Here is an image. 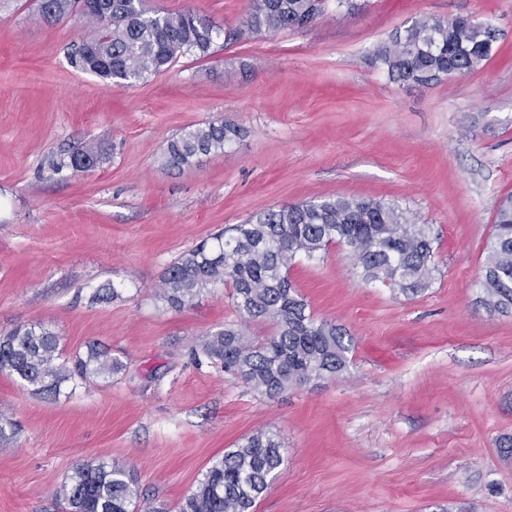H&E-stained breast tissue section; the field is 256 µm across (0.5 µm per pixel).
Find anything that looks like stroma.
I'll return each instance as SVG.
<instances>
[{"instance_id": "1", "label": "stroma", "mask_w": 512, "mask_h": 512, "mask_svg": "<svg viewBox=\"0 0 512 512\" xmlns=\"http://www.w3.org/2000/svg\"><path fill=\"white\" fill-rule=\"evenodd\" d=\"M301 30L220 40L132 85L71 67L93 36L0 0V333L41 325L62 361L89 345L124 364L59 395L0 373V512H51L91 459L134 472L141 499L178 512L213 460L279 435L284 462L254 512H512V314L488 312L479 282L500 199L512 194V0H326ZM233 31L248 0H150ZM469 16L498 38L477 70L409 84L372 53L424 18ZM220 153L167 164L168 142L210 122ZM90 172L53 173L79 143ZM320 197L396 204L439 234L430 288L364 281L341 247L289 276L314 318L353 338L339 375L267 398L206 358L227 326L256 340L217 287L183 309L158 295L200 242L272 208ZM119 298L92 302L102 286Z\"/></svg>"}]
</instances>
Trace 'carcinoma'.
Here are the masks:
<instances>
[{
    "instance_id": "cac0c4a2",
    "label": "carcinoma",
    "mask_w": 512,
    "mask_h": 512,
    "mask_svg": "<svg viewBox=\"0 0 512 512\" xmlns=\"http://www.w3.org/2000/svg\"><path fill=\"white\" fill-rule=\"evenodd\" d=\"M323 9L324 0H249L244 28L234 36L301 29ZM72 13L91 23L95 34L70 53L71 66L108 83L133 84L167 71L183 56H206L224 36L223 28L199 11L165 13L147 0H37V17L47 23ZM495 41V30L467 17L426 18L378 47L373 60L398 81L427 83L450 70L459 76L475 71ZM229 132L224 123L210 122L177 137L168 143L167 163L179 168L197 155L222 151ZM102 159L100 147L83 143L53 168L88 171ZM233 231L172 263L159 295L181 309L222 285L244 322L271 324L272 336L262 341L224 328L203 346V354L223 363L225 372L270 398L342 372L351 346L336 324L314 318L291 283L288 270L296 259L337 244L356 259L365 281L405 295L429 288L437 270L432 227L409 222L397 205L379 200L301 201L262 212ZM480 288L488 311L512 313V195L497 209ZM122 369L119 359L95 345L79 360L83 380ZM0 371L49 394L72 378L59 362L56 335L43 326H20L0 336ZM282 462L276 436L257 433L212 462L180 512H253ZM56 500L62 512H131L140 495L133 473L95 461L77 465Z\"/></svg>"
}]
</instances>
